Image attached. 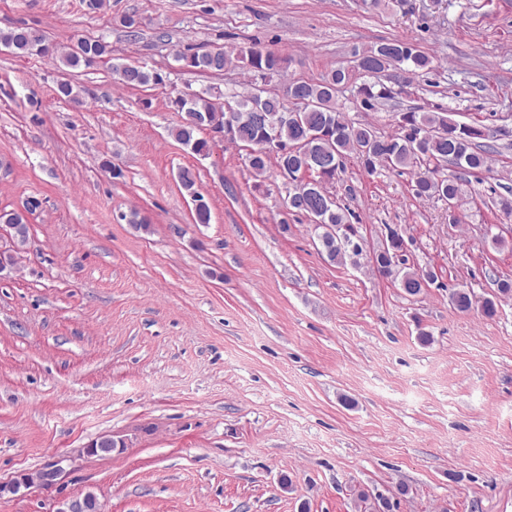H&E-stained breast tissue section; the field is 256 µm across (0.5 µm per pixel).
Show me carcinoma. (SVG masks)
Returning <instances> with one entry per match:
<instances>
[{"label": "carcinoma", "mask_w": 512, "mask_h": 512, "mask_svg": "<svg viewBox=\"0 0 512 512\" xmlns=\"http://www.w3.org/2000/svg\"><path fill=\"white\" fill-rule=\"evenodd\" d=\"M47 43V37L40 30L25 24L0 31V49L17 57L35 54L36 48ZM111 54V48L102 39L83 38L75 46L63 50L57 46L41 54V57L53 60L62 69L63 78L57 84V97L68 101H77L82 89L66 78L77 69H88L94 62L102 61ZM354 57L362 62L375 64L374 73L367 75V81L356 90V98L361 108L373 110L391 98L392 88L384 82L385 73L401 68L410 74L424 75L434 69L433 57L419 44L400 38L385 40L374 46L355 52ZM182 68L203 74L221 73L233 61L246 64L251 72V79L270 80L288 68L290 58L270 50L258 42H253L231 55L224 49L207 50L189 49L176 56ZM112 71L118 80L129 88H142L163 83V77L157 72H149L132 64H114ZM354 70L338 65L328 71L321 79L310 81L303 78L288 82V96L279 93H267L265 98L257 101L251 94V86L224 91V97L235 101L238 111L252 112L255 118L240 125L238 134L231 143L249 148L252 153L246 155L248 166L256 177H264L269 163H274L277 172L298 176L301 173L303 157L319 154L325 146L323 140L307 139L308 131L314 128L325 130L336 149V155L323 165V173L313 177L309 185L310 192H319L318 186L339 179L344 171L345 161L355 156L369 175L381 172L401 174L406 169L413 170V194L418 198H443L456 203L463 195L462 178L457 173L443 172L439 162L450 154L459 157L464 165V172L476 178L479 184L492 176V168L484 146L479 144L481 133L472 130V125L459 123L448 117L446 112L419 111L410 112L408 123H397L394 133L386 135L368 122H356L348 117L338 103V94L353 82ZM311 99L320 102V106L299 113L300 121L296 124L276 126L272 142H262L260 131L263 120L275 119L276 115L296 102ZM189 106L201 120V125L219 127L224 125L223 108L216 105L213 94L206 89L194 93ZM200 125L181 124L174 132L175 139L188 147L200 157H207L212 151L211 141L200 136ZM179 184L197 203L195 222L207 224L210 221V208L204 197L195 189L193 173L182 168L178 173ZM284 205L287 210L304 213L309 200L294 195L290 186H285ZM353 212L336 205L323 215L326 224H342L358 232V227L351 223ZM1 224L20 225L19 235L29 238V222L13 211L0 213ZM321 254L333 264L354 266L360 264L363 249L353 242L341 243L327 240L319 243ZM407 247L403 232L389 230L387 235V253L402 256V268L399 276L391 277L388 260L380 255L376 270L380 276L392 279L409 296H417L426 284L434 280V275L427 269L407 266ZM453 306L460 312L473 308L471 292L457 289L450 297Z\"/></svg>", "instance_id": "cac0c4a2"}]
</instances>
